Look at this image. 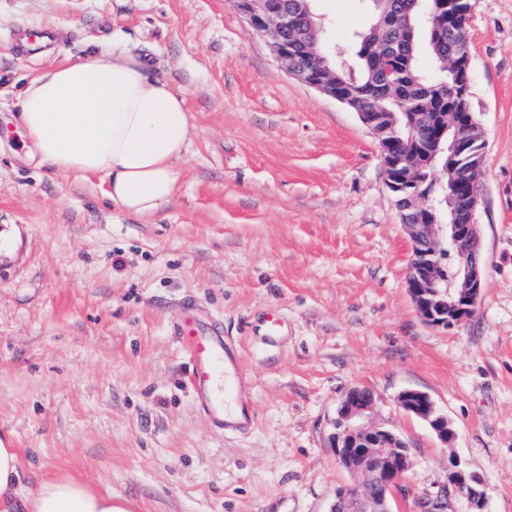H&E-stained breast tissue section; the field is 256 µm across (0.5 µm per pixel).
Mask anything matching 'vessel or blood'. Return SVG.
<instances>
[{
    "mask_svg": "<svg viewBox=\"0 0 512 512\" xmlns=\"http://www.w3.org/2000/svg\"><path fill=\"white\" fill-rule=\"evenodd\" d=\"M176 334L186 348L191 363V391L197 404L209 412L216 422L224 420V398L213 390L217 378L234 371L238 355L225 342L218 329L205 328L187 319L176 327Z\"/></svg>",
    "mask_w": 512,
    "mask_h": 512,
    "instance_id": "b4317fda",
    "label": "vessel or blood"
}]
</instances>
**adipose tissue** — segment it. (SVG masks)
Returning a JSON list of instances; mask_svg holds the SVG:
<instances>
[{
  "label": "adipose tissue",
  "instance_id": "1",
  "mask_svg": "<svg viewBox=\"0 0 512 512\" xmlns=\"http://www.w3.org/2000/svg\"><path fill=\"white\" fill-rule=\"evenodd\" d=\"M19 122L36 155L61 172L101 176L121 211L151 217L173 196L191 115L144 55L72 56L27 80ZM0 512H131L112 492L64 473L28 489L18 451L0 439Z\"/></svg>",
  "mask_w": 512,
  "mask_h": 512
}]
</instances>
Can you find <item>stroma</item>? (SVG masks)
I'll return each instance as SVG.
<instances>
[{
    "label": "stroma",
    "instance_id": "35a3bbf8",
    "mask_svg": "<svg viewBox=\"0 0 512 512\" xmlns=\"http://www.w3.org/2000/svg\"><path fill=\"white\" fill-rule=\"evenodd\" d=\"M314 5L333 40L373 21L365 0ZM41 27L54 44L26 55L20 35ZM469 32L483 290L443 330L410 298L377 139L289 76L230 0H0V437L25 487L67 472L132 512H330L355 480L329 440L362 387L410 449L401 512L453 456L482 474L485 512H512V0H474ZM114 46L148 54L191 113L175 194L146 219L99 178L40 164L16 119L26 78ZM189 312L238 350L244 431L190 393ZM408 389L447 415L449 446L400 408Z\"/></svg>",
    "mask_w": 512,
    "mask_h": 512
}]
</instances>
